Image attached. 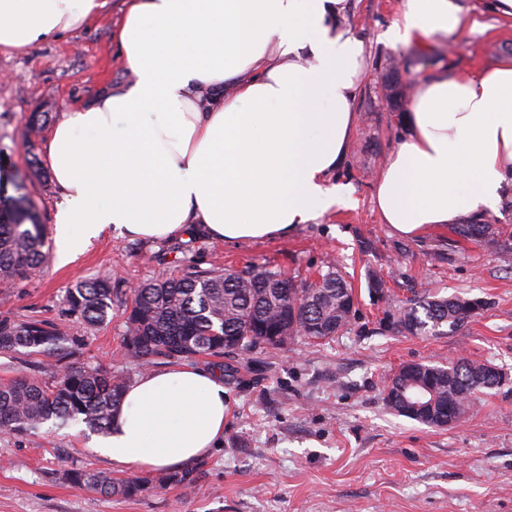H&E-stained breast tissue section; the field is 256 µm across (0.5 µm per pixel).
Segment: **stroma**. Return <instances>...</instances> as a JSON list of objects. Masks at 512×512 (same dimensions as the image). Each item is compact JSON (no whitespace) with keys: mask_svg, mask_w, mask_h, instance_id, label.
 I'll use <instances>...</instances> for the list:
<instances>
[{"mask_svg":"<svg viewBox=\"0 0 512 512\" xmlns=\"http://www.w3.org/2000/svg\"><path fill=\"white\" fill-rule=\"evenodd\" d=\"M402 0H349L345 24L365 43L368 75L355 101L358 124L339 171L352 205H335L288 236L239 243L196 234L150 242L106 233L69 265L56 266L58 190L45 144L66 108L128 85L113 33L125 0L57 40L25 49L0 48V168L14 175L5 196L22 191L45 226L47 259L37 274L0 287V315L62 322L81 339L79 362L138 379L136 361L121 351L124 301L132 287L162 274L265 268L294 283L313 280L336 260L358 303L350 330L322 342L200 356L195 365L224 380L230 411L217 448L192 465L188 483H152L140 495H101L68 483L63 472L87 466L121 481L137 476L93 448L79 427L0 436V512H512V262L499 246L512 237V189L489 215L492 235L459 238L445 225L406 238L382 224L374 182L403 128L386 96V68L395 50L381 39ZM490 0H462L485 29L452 42L431 37L405 52L422 57L414 75L450 66L472 73L512 58V21ZM49 121L27 135L31 113ZM380 271L391 295L432 289L488 301L459 330L439 336L391 331L383 304L368 289ZM119 280L112 316L98 327L70 316L66 295L85 279ZM468 358L491 364L509 380L485 391L445 428L390 412L384 382L406 363Z\"/></svg>","mask_w":512,"mask_h":512,"instance_id":"35a3bbf8","label":"stroma"}]
</instances>
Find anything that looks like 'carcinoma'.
I'll return each instance as SVG.
<instances>
[{"instance_id":"cac0c4a2","label":"carcinoma","mask_w":512,"mask_h":512,"mask_svg":"<svg viewBox=\"0 0 512 512\" xmlns=\"http://www.w3.org/2000/svg\"><path fill=\"white\" fill-rule=\"evenodd\" d=\"M454 233L479 241L493 233L489 223H462ZM44 226L25 195L0 208V285L29 278L46 259ZM370 293L387 306L392 331L412 336H436L443 327L455 331L479 314L489 302L458 295L437 296L424 291L400 305H392L386 281L377 273L368 280ZM117 288L112 277L78 283L67 296L69 310L90 326L108 321ZM124 354L143 370L158 359L190 360L221 356L234 342L235 350L281 348L296 338L313 342L331 339L347 330L356 316V294L332 263L310 283L297 286L275 271H199L164 277L133 289L127 303ZM78 340L67 326L36 316L19 320L0 317V352L41 356L52 367L47 376L19 372L0 383V433L21 435L47 422L58 428L83 424L93 434L108 431L132 380L101 365L70 361ZM493 367L462 358L447 365L430 362L400 366L384 385V401L397 415L433 427L463 418L473 397L495 389ZM415 389L432 386L435 418L411 412L394 395V380ZM67 480L101 494L118 492L135 497L152 482L135 477L115 482L104 472L72 467Z\"/></svg>"}]
</instances>
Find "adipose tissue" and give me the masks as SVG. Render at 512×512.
Returning a JSON list of instances; mask_svg holds the SVG:
<instances>
[{"label": "adipose tissue", "instance_id": "1", "mask_svg": "<svg viewBox=\"0 0 512 512\" xmlns=\"http://www.w3.org/2000/svg\"><path fill=\"white\" fill-rule=\"evenodd\" d=\"M347 0H127L115 37L131 82L65 112L46 144L60 200L56 262L104 232L159 240L284 237L337 203L329 178L358 121L366 68ZM106 0H0V48L47 42ZM459 0H402L391 47L479 30ZM375 182L382 223L416 238L480 217L512 184V59L414 84ZM215 372L177 363L130 385L98 447L144 472L206 457L224 437Z\"/></svg>", "mask_w": 512, "mask_h": 512}]
</instances>
